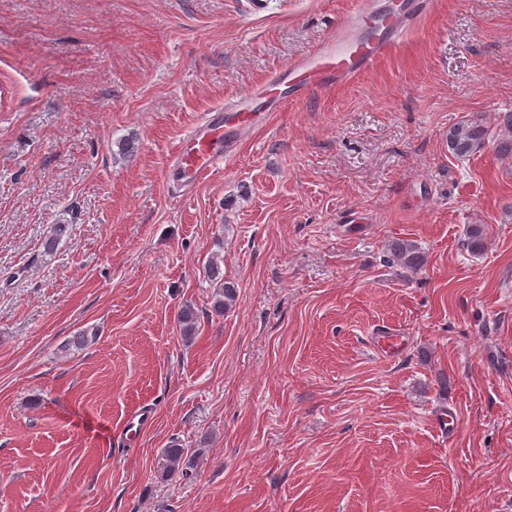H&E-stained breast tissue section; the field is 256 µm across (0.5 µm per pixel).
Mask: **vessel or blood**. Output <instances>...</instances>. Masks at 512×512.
Here are the masks:
<instances>
[{
  "mask_svg": "<svg viewBox=\"0 0 512 512\" xmlns=\"http://www.w3.org/2000/svg\"><path fill=\"white\" fill-rule=\"evenodd\" d=\"M429 5L430 0H403L398 10L383 13L376 0H359L351 15L324 34L312 55L287 64L251 90L248 101H233L204 115L173 153L172 169L179 181L195 183L223 164L243 128L241 113L254 111L259 103H274L271 87L286 85L288 98L293 101L312 90L347 84L370 71ZM363 29L375 30V37L360 38Z\"/></svg>",
  "mask_w": 512,
  "mask_h": 512,
  "instance_id": "vessel-or-blood-1",
  "label": "vessel or blood"
}]
</instances>
